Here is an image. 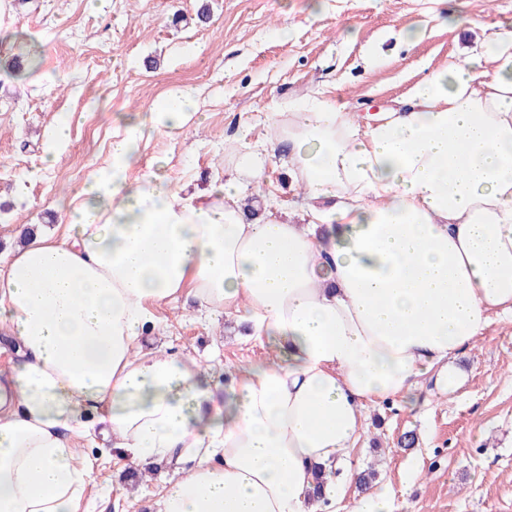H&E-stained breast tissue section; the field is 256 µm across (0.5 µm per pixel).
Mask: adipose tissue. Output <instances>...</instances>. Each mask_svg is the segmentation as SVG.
<instances>
[{
	"label": "adipose tissue",
	"mask_w": 512,
	"mask_h": 512,
	"mask_svg": "<svg viewBox=\"0 0 512 512\" xmlns=\"http://www.w3.org/2000/svg\"><path fill=\"white\" fill-rule=\"evenodd\" d=\"M490 42L369 123L319 91L295 101L278 138L299 224L245 208L267 148L242 141L237 176L183 194L126 178L137 130L113 142L65 235L31 234L0 269V328L20 355L0 375V512H79L92 470L70 437L93 417L133 464L193 457L155 512L342 499L369 407L410 402L437 367L455 384L452 358L512 315V31ZM193 103L190 90L160 98L152 129L174 133ZM182 293L245 312L273 344L230 374L223 408L195 361L141 349L153 306Z\"/></svg>",
	"instance_id": "1"
}]
</instances>
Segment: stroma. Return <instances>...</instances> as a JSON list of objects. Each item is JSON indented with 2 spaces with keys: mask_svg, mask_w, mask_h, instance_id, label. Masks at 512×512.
Instances as JSON below:
<instances>
[{
  "mask_svg": "<svg viewBox=\"0 0 512 512\" xmlns=\"http://www.w3.org/2000/svg\"><path fill=\"white\" fill-rule=\"evenodd\" d=\"M490 24L512 30V0H12L0 15V268L21 225L63 234L74 196L136 125L128 180L157 175L190 190L223 181L241 137L275 145L247 195L300 219L287 148L275 143L289 102L320 89L362 116L398 107L426 74L488 52ZM31 51L39 66L15 77L14 57ZM185 89L199 93L196 115L175 134L152 131L151 104ZM156 316L144 349L213 365L219 402L225 374L270 351L238 318L199 312L184 294ZM452 365L454 388L420 378L418 408L370 409L350 459L376 470L393 512H512V323L494 317ZM407 434L413 446L401 445ZM79 444L92 468L88 512H150L185 474L182 463L132 466L95 434Z\"/></svg>",
  "mask_w": 512,
  "mask_h": 512,
  "instance_id": "35a3bbf8",
  "label": "stroma"
}]
</instances>
